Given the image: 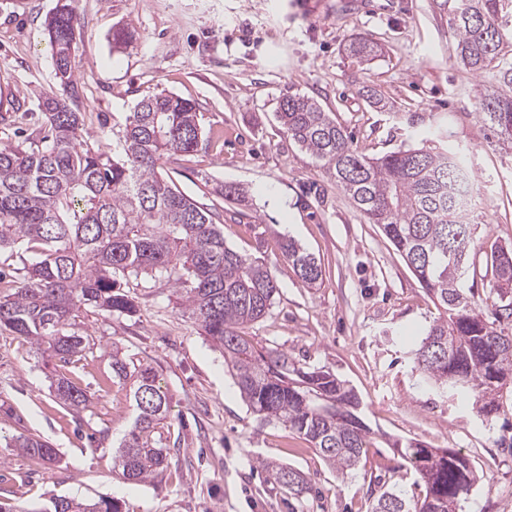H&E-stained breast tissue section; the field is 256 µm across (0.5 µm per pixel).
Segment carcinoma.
<instances>
[{"mask_svg":"<svg viewBox=\"0 0 512 512\" xmlns=\"http://www.w3.org/2000/svg\"><path fill=\"white\" fill-rule=\"evenodd\" d=\"M433 2L448 14L459 62L498 81L499 90L480 95L479 108L512 143V38L506 34L512 0ZM79 27L74 0H57L46 21L58 81L57 92L40 103L46 129L27 147H0V250L26 244L38 255L23 267L14 292L0 297V329L64 366L90 348L87 337L73 331L76 313L92 307L116 318L129 316L135 303L123 282L142 276L166 280L200 335L224 356L248 408L260 420L276 421L305 439L332 472L349 475L368 447L357 395L331 372L297 367L287 353L260 350L245 336L279 294L270 268L229 247L214 213L157 171L164 155L198 146L195 103L163 92L145 97L112 140V152L90 148L83 141L76 78ZM348 50L360 58L378 53L363 37L351 41ZM275 115L288 138L336 180L370 223L379 225L442 309L414 350L420 374L438 388L469 394L484 418L495 417L498 394L512 382V335L488 321L484 308H492L499 321H512V247L496 246L487 258L492 285L480 307L462 285L469 254H448L456 219L464 213L461 153L401 146L365 157L331 113L305 95L283 97ZM281 248L307 287L322 284L315 257L291 239ZM112 377L132 381L136 411L115 467L131 483L155 479L173 455L164 433L170 397L152 369L132 365L116 346ZM52 386L68 409L86 406V391L70 379L58 377ZM7 447L38 462L57 458L54 448L31 433L12 437ZM399 455L423 482L425 495L412 504L385 491L372 512H458L461 497L479 480L460 452L410 443ZM261 466L294 498L310 493L301 471L272 461ZM0 512H121V507L108 496H52L45 506L0 501Z\"/></svg>","mask_w":512,"mask_h":512,"instance_id":"1","label":"carcinoma"}]
</instances>
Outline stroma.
Here are the masks:
<instances>
[{"mask_svg": "<svg viewBox=\"0 0 512 512\" xmlns=\"http://www.w3.org/2000/svg\"><path fill=\"white\" fill-rule=\"evenodd\" d=\"M57 0H0V146H23L43 126L39 99L57 80L44 22ZM81 28L76 63L83 128L91 146H111L144 97L166 90L192 100L203 134L190 154L165 156L160 171L222 214L224 241L271 268L279 293L246 334L257 347L287 352L335 374L356 392L370 445L349 477L331 473L311 445L248 409L222 354L179 305L174 288L144 278L126 285L136 311L121 318L80 311L92 349L54 369L30 344L0 329V498L41 505L54 494L117 498L122 512H371L384 491L407 500L425 488L392 443L414 439L474 460L481 479L459 512H512V448L499 444L512 424V391L484 420L471 401L424 383L413 352L438 316L378 225L369 223L334 178L284 134L279 100L305 94L351 135L364 155L425 146L428 133L464 150L473 193L469 218L477 247L512 246V144L499 140L479 110L491 77L463 68L446 14L432 0H75ZM131 24L130 46L112 31ZM366 37L372 60L347 54ZM279 47L268 57L264 41ZM389 101L369 105L363 87ZM246 187L249 208L223 200L219 186ZM294 238L322 263L320 287H307L283 256ZM152 367L171 398L166 429L178 451L154 481L128 483L114 467L133 419L130 391L112 377L109 354ZM63 374L87 389L89 407L66 409L50 384ZM40 434L58 454L38 464L6 442ZM272 460L301 471L313 492L296 500L261 471Z\"/></svg>", "mask_w": 512, "mask_h": 512, "instance_id": "obj_1", "label": "stroma"}]
</instances>
